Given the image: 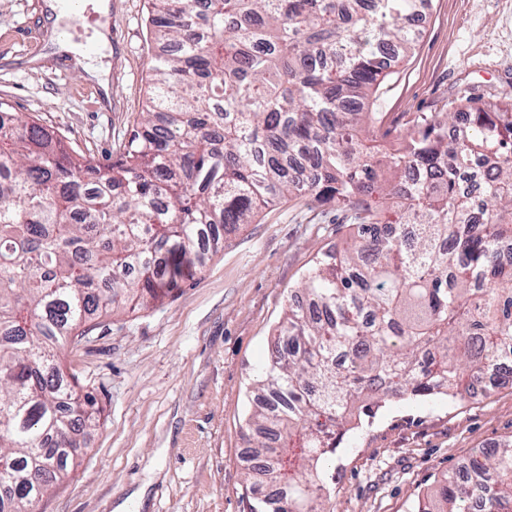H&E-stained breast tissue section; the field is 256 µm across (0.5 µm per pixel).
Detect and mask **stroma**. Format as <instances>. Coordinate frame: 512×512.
Listing matches in <instances>:
<instances>
[{
  "label": "stroma",
  "mask_w": 512,
  "mask_h": 512,
  "mask_svg": "<svg viewBox=\"0 0 512 512\" xmlns=\"http://www.w3.org/2000/svg\"><path fill=\"white\" fill-rule=\"evenodd\" d=\"M45 0H0V100L64 148L119 159L147 98V0H110L111 51L95 0L61 22L105 67L110 101L72 55L46 54ZM512 103V0H433L413 54L373 111H455L463 93ZM345 212L306 199L263 207L206 266L149 309L100 317L60 353L102 411L84 454L37 512H244L246 421L275 329L314 263L348 237ZM512 442V386L392 399L347 433L331 512H412L475 449Z\"/></svg>",
  "instance_id": "1"
}]
</instances>
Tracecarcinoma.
<instances>
[{
    "mask_svg": "<svg viewBox=\"0 0 512 512\" xmlns=\"http://www.w3.org/2000/svg\"><path fill=\"white\" fill-rule=\"evenodd\" d=\"M146 109L120 159L64 152L0 102V512H32L100 424L59 352L138 310L261 207L334 202L353 235L304 278L263 372L247 512H330L320 429L390 397L463 396L512 347V103L465 94L402 125L365 111L432 0H149ZM396 144L383 183L378 144ZM400 221L384 233L382 209ZM414 512H512V444L480 449Z\"/></svg>",
    "mask_w": 512,
    "mask_h": 512,
    "instance_id": "carcinoma-1",
    "label": "carcinoma"
}]
</instances>
